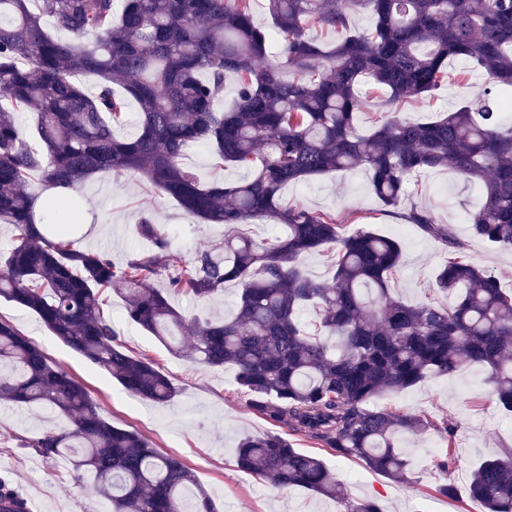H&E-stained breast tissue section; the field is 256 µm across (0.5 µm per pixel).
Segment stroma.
I'll list each match as a JSON object with an SVG mask.
<instances>
[{"mask_svg":"<svg viewBox=\"0 0 512 512\" xmlns=\"http://www.w3.org/2000/svg\"><path fill=\"white\" fill-rule=\"evenodd\" d=\"M448 71L449 81L433 95L403 104L402 116L435 119L482 95L488 85L485 72L469 68L464 60L450 59ZM182 164L205 184L216 178L239 182L250 174L245 166L216 168L213 152L205 144L189 147ZM76 192L98 231L76 238L75 248L104 250L120 263L148 249V242L136 230L147 214L154 223L164 225L172 236L173 249L187 259L224 237L223 225L200 223L135 173L96 175L79 184ZM408 193L409 202L431 209L440 223L452 225L465 244L467 258L494 274L505 292H512V250L490 245L470 232V215L480 203L476 186L453 170L432 169L413 176ZM282 197L290 204L333 213L339 223L368 224L378 234L398 238L402 258L389 282L391 296L413 304H447V294L435 285V275L445 260L440 245L385 213L362 170L328 173L288 185ZM239 296V286L230 283L223 294L209 301L181 295L172 296L171 301L189 317H221L233 312ZM122 310L121 299L108 295L104 311L118 325L124 346L132 354L154 360L178 386V395L167 405L154 406L129 395L106 371L65 347L33 313L0 299V318L13 323L52 362L82 382L104 419L137 431L157 448L181 457L217 512H337L335 500L299 487L276 488L239 470L235 461L238 440L247 434H264L270 426L248 408L249 394L238 386L234 369L193 366L154 336L125 323ZM370 407L423 414L456 426L452 457H445L447 448L434 429L402 436L398 445L409 463L407 478L393 481L360 460L318 448L311 439L296 436L292 442L299 451L324 460L346 499H376L384 512H480L479 504L468 495L470 474L481 461L512 447V416L498 408L486 369L466 365L451 377L432 374L402 393L373 400ZM54 419L53 413L34 405L0 402V477L8 476L24 497L35 501L39 512H110V502L92 489V473L75 471L68 459H47L28 447V439ZM443 459L448 462L444 472L438 468ZM447 478L456 486V498L433 491Z\"/></svg>","mask_w":512,"mask_h":512,"instance_id":"35a3bbf8","label":"stroma"}]
</instances>
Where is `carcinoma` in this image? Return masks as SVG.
<instances>
[{
	"label": "carcinoma",
	"instance_id": "1",
	"mask_svg": "<svg viewBox=\"0 0 512 512\" xmlns=\"http://www.w3.org/2000/svg\"><path fill=\"white\" fill-rule=\"evenodd\" d=\"M356 8L372 15V30L335 44L306 37L310 24L349 28ZM268 12L264 29L247 0H0V223L16 231L0 256V298L35 314L129 393L170 403L177 387L169 376L131 354L105 315L110 291L122 298L127 321L159 340L175 329L188 334L175 355L205 369L234 367L237 384L252 393L249 408L272 427L402 481L408 463L399 436L433 426L450 448L457 429L369 403L475 364L488 370L498 406L511 413L512 295L466 258L452 225L412 204L401 217L443 246L435 284L457 298L446 307L393 300L397 239L367 224L348 231L330 213L284 203L281 190L361 168L383 206L397 207L412 175L448 166L481 187L473 235L512 249V124L496 98L512 90V0H268ZM274 35L284 44L282 63L267 60ZM451 57L487 74L483 96L435 121L401 117L398 105L450 78ZM229 73L238 84L226 106ZM78 74L96 77V89L85 90ZM363 79L389 93V111L366 136L355 127ZM130 100L137 135L121 139L113 126L127 120ZM21 112L36 116L33 133L18 125ZM202 143L217 167L251 166L253 176L201 183L181 160ZM124 172L229 232L185 260L146 216L138 232L151 249L122 264L73 248L76 186ZM35 176L54 193L26 192ZM264 220L283 234L258 242L239 230ZM329 249L331 280L305 276L303 258ZM162 271L167 287H152ZM229 282L241 287L230 318H188L171 303L172 294L209 300ZM307 309L316 314L312 333L300 322ZM1 365L8 372L0 373V402L43 405L67 420L29 446L47 458L77 450L75 469L93 473L113 512H190L193 487L195 512H215L192 468L105 420L79 380L2 319ZM236 463L274 487L338 498L324 461L276 431L242 437ZM469 497L482 512H512L511 449L472 472ZM340 504L343 512H381L374 500ZM0 512H24L21 494L2 483Z\"/></svg>",
	"mask_w": 512,
	"mask_h": 512
}]
</instances>
